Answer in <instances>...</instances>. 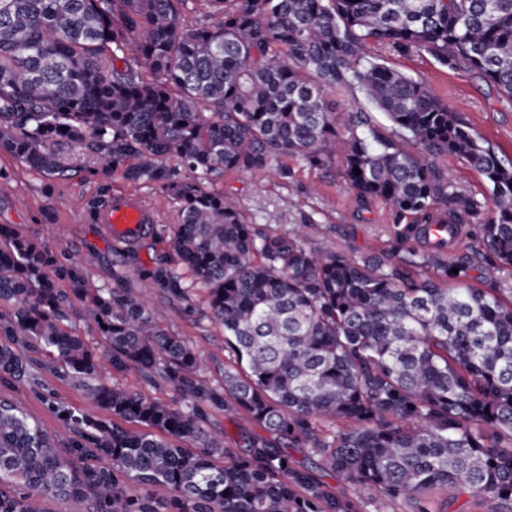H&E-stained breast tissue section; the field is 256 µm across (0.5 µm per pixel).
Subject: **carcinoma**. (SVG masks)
<instances>
[{"instance_id": "1", "label": "carcinoma", "mask_w": 512, "mask_h": 512, "mask_svg": "<svg viewBox=\"0 0 512 512\" xmlns=\"http://www.w3.org/2000/svg\"><path fill=\"white\" fill-rule=\"evenodd\" d=\"M376 48L470 69L512 100V0H0V150L61 178L69 166L56 147L81 145L100 164L90 175L121 169L176 200L173 249L207 287L226 352L215 383L199 352L154 324L139 291L96 284L87 260L54 279L53 252L1 224L0 304L11 314L0 318V375L28 379L32 353H46L100 414L52 406L76 435L60 448L0 399V512H37L39 498L85 501L89 512L363 509L295 467L282 442L415 512H433L432 494L450 488L512 505V301L470 285L465 261L310 249L247 223L231 195L205 187L231 171L287 178L288 155L311 167L336 159L357 201H382L397 224L415 217L401 240L482 212L488 257L512 267V163ZM354 88L397 139L367 112L331 107L329 94ZM439 156L484 174V202L448 183ZM59 278L102 344L63 328ZM146 279L192 302L176 269ZM130 368L173 398L112 383ZM215 411L274 438L251 433L230 448L211 430ZM324 421L343 427L326 432Z\"/></svg>"}]
</instances>
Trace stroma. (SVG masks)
<instances>
[{
    "label": "stroma",
    "instance_id": "35a3bbf8",
    "mask_svg": "<svg viewBox=\"0 0 512 512\" xmlns=\"http://www.w3.org/2000/svg\"><path fill=\"white\" fill-rule=\"evenodd\" d=\"M388 66L425 78L433 93L470 125L502 160L512 161V102L500 96L476 73L449 69L427 54L399 55L384 52ZM80 172L67 179H50L6 153H0V224L20 225L29 235L45 242L66 266L91 253L94 281L108 288L124 284L143 288L144 299L156 322L166 332L182 337L208 360L207 378L221 380L224 368V331L212 322L206 306L207 290L197 286L192 304L171 297L159 286L144 288L140 272L156 267L159 258L174 259L170 240L177 230L178 204L150 182H132L122 171L87 175L94 156L85 150L68 154ZM292 176L282 179L265 171L234 172L213 182L216 192L237 196L249 223L269 226L276 231L301 232L307 246L329 250L357 259L399 254L393 217L381 201L359 204L338 175L337 165L308 166L303 160H285ZM435 166L458 191L476 201L488 194L485 177L466 160L441 156ZM138 195L155 215L161 232L146 235L132 246L108 241L100 225L77 206L78 199L102 197L111 200L123 194ZM441 262L465 259L471 262V282L478 288H493L502 297L512 296V268H497L486 257V250L472 226H465L462 237L446 251L437 253ZM127 265L124 281L114 273ZM0 398L22 408L52 434L60 445H68L72 433L50 409L58 403L77 413L93 412L94 406L80 388L64 381L51 370L35 368L31 379L18 382L0 377ZM296 464L308 468L325 490L340 500L357 498L358 490L335 475L320 457L306 448L289 451Z\"/></svg>",
    "mask_w": 512,
    "mask_h": 512
}]
</instances>
